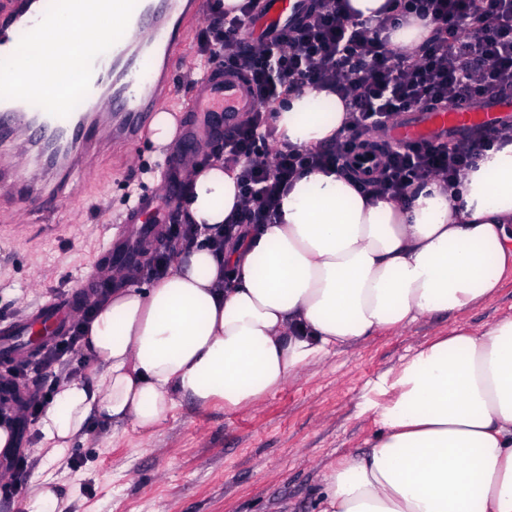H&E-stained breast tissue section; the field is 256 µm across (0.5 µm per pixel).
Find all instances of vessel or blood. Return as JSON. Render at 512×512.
I'll list each match as a JSON object with an SVG mask.
<instances>
[{"label":"vessel or blood","instance_id":"b4317fda","mask_svg":"<svg viewBox=\"0 0 512 512\" xmlns=\"http://www.w3.org/2000/svg\"><path fill=\"white\" fill-rule=\"evenodd\" d=\"M301 7L302 0H261L258 18L264 30H284ZM110 13L122 18V33L107 48L91 46L79 64H72L60 48L65 34L42 45L44 53L57 59L51 78L78 73L77 101L38 104L12 84L18 71L33 65L21 54V45L51 21L73 15L92 33ZM199 16L197 0H9L0 9V141L15 144L17 154L0 159V194L28 201L35 213L45 214L51 207L45 181L65 189L72 170L103 142H137L173 80L183 28L188 19ZM195 102L199 112L223 111L224 130L235 124L245 106L237 85L218 80L203 81ZM510 119L512 92H495L475 106L425 110L394 131L399 140H435L469 135ZM175 183L172 167H165L162 196L143 198L129 208L125 239L139 238L148 218L174 202ZM72 303V295L64 290L31 319L6 322L0 327V351L8 354L27 347L43 324L48 327L45 340L65 335L74 318Z\"/></svg>","mask_w":512,"mask_h":512}]
</instances>
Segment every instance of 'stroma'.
Listing matches in <instances>:
<instances>
[{
	"mask_svg": "<svg viewBox=\"0 0 512 512\" xmlns=\"http://www.w3.org/2000/svg\"><path fill=\"white\" fill-rule=\"evenodd\" d=\"M201 23L183 35V61L163 102L202 159L210 113L193 111L194 84L183 71L198 54ZM162 156L148 137L107 146L90 173L42 221L21 204L0 205V317L25 319L54 293L85 285V270L106 261L135 196L157 191ZM512 316V274L484 304L382 331L288 378L274 395L240 411L183 401L152 436L93 420L67 453V468L43 467L35 426L19 429L26 489L56 478L65 512H319L329 465L364 455L379 427L369 405L384 402L386 374L414 349L463 323L475 331Z\"/></svg>",
	"mask_w": 512,
	"mask_h": 512,
	"instance_id": "stroma-1",
	"label": "stroma"
}]
</instances>
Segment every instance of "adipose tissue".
<instances>
[{"mask_svg": "<svg viewBox=\"0 0 512 512\" xmlns=\"http://www.w3.org/2000/svg\"><path fill=\"white\" fill-rule=\"evenodd\" d=\"M345 101L305 87L282 96L277 144L339 136ZM187 220L201 237L143 285L114 271L85 326L100 366L57 389L37 428L61 462L90 420L154 433L178 403L238 411L336 349L492 298L512 272V142L454 183L414 184L405 201L353 178L304 173L274 223L215 253L241 208L236 176L207 160L188 175ZM372 405L382 436L331 467L322 512H512V316L456 326L405 357Z\"/></svg>", "mask_w": 512, "mask_h": 512, "instance_id": "obj_1", "label": "adipose tissue"}]
</instances>
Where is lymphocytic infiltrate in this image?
<instances>
[{
  "instance_id": "f902f5d3",
  "label": "lymphocytic infiltrate",
  "mask_w": 512,
  "mask_h": 512,
  "mask_svg": "<svg viewBox=\"0 0 512 512\" xmlns=\"http://www.w3.org/2000/svg\"><path fill=\"white\" fill-rule=\"evenodd\" d=\"M257 0H244L239 14L209 0L199 41L208 61L242 80L252 106L234 127L212 137L213 152L237 172L244 205L224 226L225 239L270 223L278 198L303 171L333 168L355 174L370 157L365 191L404 199L417 182L455 181L487 148L512 137V124L450 141L363 139L372 126L388 127L401 113L461 102L478 104L496 90L512 89V0H395V17L430 20L433 30L418 53L394 52L387 32L393 19L365 28L341 0H314L304 19L282 36L253 42L247 32ZM306 85L345 98L349 120L332 143L311 150L285 147L268 153L274 130L269 115L277 99Z\"/></svg>"
}]
</instances>
